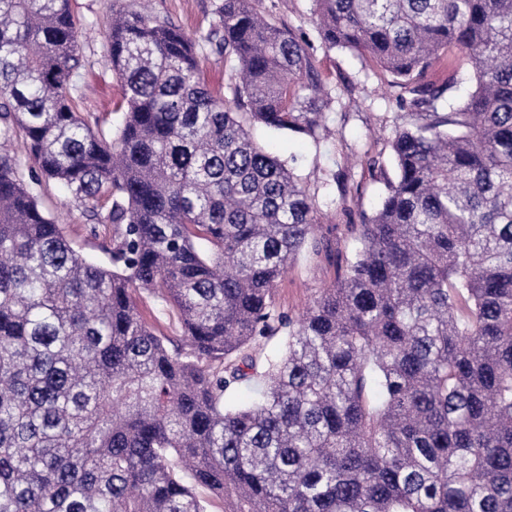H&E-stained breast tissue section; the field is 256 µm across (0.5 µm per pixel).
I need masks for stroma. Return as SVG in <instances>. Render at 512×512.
<instances>
[{"label": "stroma", "instance_id": "obj_1", "mask_svg": "<svg viewBox=\"0 0 512 512\" xmlns=\"http://www.w3.org/2000/svg\"><path fill=\"white\" fill-rule=\"evenodd\" d=\"M79 18L85 65L78 83L81 94L76 110L93 129H109L119 123L122 88L107 60L106 15L129 0H70ZM217 0H149L152 15L170 18L191 36L206 32ZM265 13L292 30L303 41L333 101L326 109L331 137L321 143L288 132L269 134L254 129L255 139L280 159L292 163L298 174L310 177L319 188L325 208L318 225L324 244L320 254L304 256L281 279L275 301L281 311L299 312L316 290L337 275V259L350 251L349 225L370 216L384 188L379 168L370 159L389 163L394 117L405 90L390 74L368 59L341 48H328L320 38L313 0H262ZM39 205L67 227L72 246L102 265H110L112 228H90L67 191L57 182L43 181L37 188Z\"/></svg>", "mask_w": 512, "mask_h": 512}]
</instances>
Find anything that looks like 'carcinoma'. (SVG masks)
Instances as JSON below:
<instances>
[{"label": "carcinoma", "mask_w": 512, "mask_h": 512, "mask_svg": "<svg viewBox=\"0 0 512 512\" xmlns=\"http://www.w3.org/2000/svg\"><path fill=\"white\" fill-rule=\"evenodd\" d=\"M69 2L0 0V512H512V0H313L328 47L413 98L356 251L297 318L274 294L320 250L319 203L247 127L326 138L304 43L262 0H218L197 39L114 11L124 112L96 132ZM453 48L460 99L418 82ZM43 179L112 225V267L41 210ZM202 74L210 88L218 93L224 92V59L211 53L201 58ZM139 311L143 318L150 324H153L157 329L166 336L179 335L178 325L175 320L162 314V311L156 301L146 293L142 294L139 300Z\"/></svg>", "instance_id": "obj_1"}]
</instances>
